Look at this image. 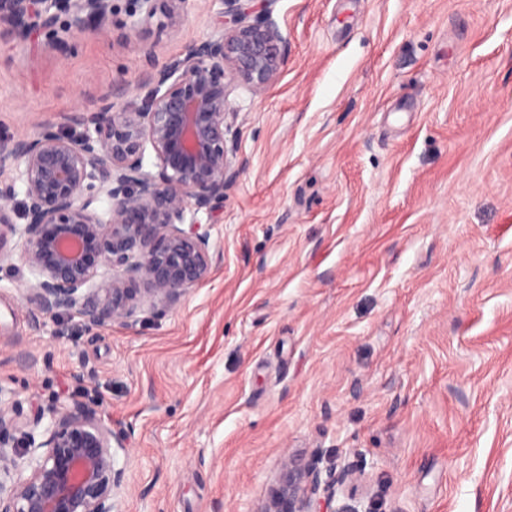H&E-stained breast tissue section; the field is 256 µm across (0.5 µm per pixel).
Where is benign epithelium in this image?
I'll return each instance as SVG.
<instances>
[{"label":"benign epithelium","mask_w":512,"mask_h":512,"mask_svg":"<svg viewBox=\"0 0 512 512\" xmlns=\"http://www.w3.org/2000/svg\"><path fill=\"white\" fill-rule=\"evenodd\" d=\"M187 2L136 0L132 26L161 17L174 30ZM275 2L224 0V19L207 38L146 73L154 91L142 106L123 102L129 88L118 87L90 116L71 117L83 125L78 134L48 123L0 140V270L17 259L28 269L23 295L36 318L72 312L89 329L132 326L144 308L172 307L208 277L212 244L197 214L224 200L237 174L228 97L240 84L264 89L288 57ZM62 14L72 36L104 33L112 0H0V36L51 32ZM102 196L105 211L96 206ZM14 405L0 397V512H115L124 483L116 449L124 445L101 413L52 404L21 423ZM356 482L349 467L290 460L264 512H334L337 490L354 496Z\"/></svg>","instance_id":"7a95c632"}]
</instances>
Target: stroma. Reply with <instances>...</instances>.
Masks as SVG:
<instances>
[{"instance_id":"obj_1","label":"stroma","mask_w":512,"mask_h":512,"mask_svg":"<svg viewBox=\"0 0 512 512\" xmlns=\"http://www.w3.org/2000/svg\"><path fill=\"white\" fill-rule=\"evenodd\" d=\"M0 41V139L205 39L177 30ZM288 60L236 87L239 171L208 278L135 327L38 324L0 271V388L93 405L125 448L118 512H263L291 459L347 465L382 512H512V0H277Z\"/></svg>"}]
</instances>
